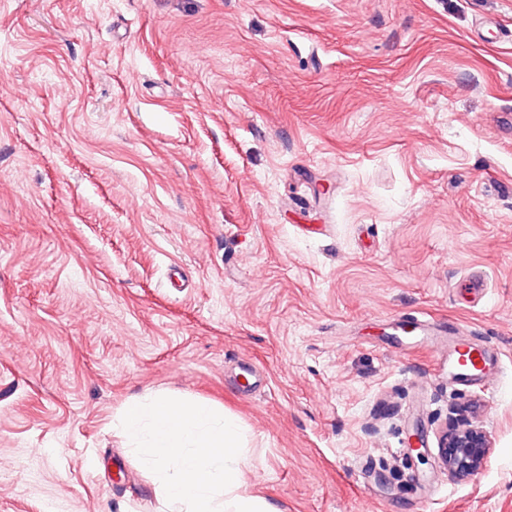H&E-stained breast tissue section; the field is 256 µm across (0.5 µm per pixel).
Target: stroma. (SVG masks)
<instances>
[{"label":"stroma","instance_id":"obj_1","mask_svg":"<svg viewBox=\"0 0 512 512\" xmlns=\"http://www.w3.org/2000/svg\"><path fill=\"white\" fill-rule=\"evenodd\" d=\"M169 394L278 512H512V0H0V512H167L112 424ZM442 326L445 325L433 321L425 324L423 330L429 331V336H442L440 334L446 332L450 336L448 368L456 370L457 375L470 384H485L495 372L497 355L479 345L470 332L459 327L445 329ZM442 461L448 476L461 479L480 468L489 453L490 440L477 417H466L441 432Z\"/></svg>","mask_w":512,"mask_h":512}]
</instances>
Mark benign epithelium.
Wrapping results in <instances>:
<instances>
[{
	"label": "benign epithelium",
	"instance_id": "obj_1",
	"mask_svg": "<svg viewBox=\"0 0 512 512\" xmlns=\"http://www.w3.org/2000/svg\"><path fill=\"white\" fill-rule=\"evenodd\" d=\"M442 461L448 476L461 479L480 468L489 453L490 440L477 417H466L440 435Z\"/></svg>",
	"mask_w": 512,
	"mask_h": 512
}]
</instances>
